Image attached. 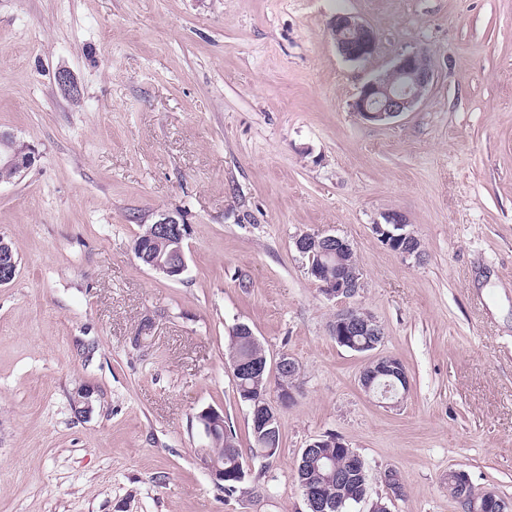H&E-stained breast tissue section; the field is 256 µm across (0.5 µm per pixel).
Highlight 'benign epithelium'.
Returning <instances> with one entry per match:
<instances>
[{
    "instance_id": "1",
    "label": "benign epithelium",
    "mask_w": 512,
    "mask_h": 512,
    "mask_svg": "<svg viewBox=\"0 0 512 512\" xmlns=\"http://www.w3.org/2000/svg\"><path fill=\"white\" fill-rule=\"evenodd\" d=\"M331 34L340 54L350 61H359L373 55L377 46L375 32L365 22L353 15H338L332 22ZM433 80V70L428 54L414 51L400 55L387 74L375 77L361 88L353 107L363 119L371 122H385L403 113L413 111L420 103L425 91ZM40 159V154L30 143L11 132L0 130V169L12 173L10 181L22 178ZM373 232L382 243L405 257H421L419 240L409 228L406 217L400 212L386 216L383 224L372 225ZM188 226L180 214L162 212L153 222L154 238L166 243V249L157 251L153 242L139 245V254L147 267L157 275L178 280L186 272L188 264L183 242ZM297 252L308 264V273L320 286L326 298L336 301L341 308L330 326V334L339 345L347 343L351 336L365 337V344L374 350L380 344L384 329L368 312L351 303L365 287L363 272L349 270L345 256L354 253L353 244L336 234L299 235L294 241ZM17 273V259L13 257L11 245L0 237V286L9 284ZM232 375L242 372L251 375L270 374L267 359L252 357L230 360ZM300 370L299 363L284 353L275 365L278 399L294 397L297 380L293 374ZM386 379L387 389H409V376L400 360L389 355L374 359L360 374V384L370 390L379 379ZM94 387L82 385L75 391L74 403L81 405L82 413L93 412ZM252 417L261 427L278 420L276 407L265 398L251 400ZM198 419L207 440L224 430V412L214 408L201 411ZM344 444L334 436L321 438L303 449L300 465L307 469L324 472L331 480L336 476L333 456L336 449ZM306 512H334L336 500L314 488L304 493ZM474 512H512V504L498 496L494 490L484 492L483 500L472 506Z\"/></svg>"
}]
</instances>
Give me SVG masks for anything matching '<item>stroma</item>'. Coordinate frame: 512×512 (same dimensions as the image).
<instances>
[{
    "instance_id": "obj_1",
    "label": "stroma",
    "mask_w": 512,
    "mask_h": 512,
    "mask_svg": "<svg viewBox=\"0 0 512 512\" xmlns=\"http://www.w3.org/2000/svg\"><path fill=\"white\" fill-rule=\"evenodd\" d=\"M340 13L374 30L370 58L339 54ZM417 50L434 80L416 110L363 120L361 86ZM0 129L41 154L0 184L19 260L0 287V512H305L296 467L327 435L365 464L348 512H465L452 470L512 501V0H0ZM164 210L189 227L178 281L133 250ZM391 211L421 258L374 234ZM304 233L354 244L375 353L331 336ZM239 323L300 365L269 459L225 356ZM376 354L407 369L398 404L359 383ZM209 407L245 462L232 494L204 462Z\"/></svg>"
}]
</instances>
